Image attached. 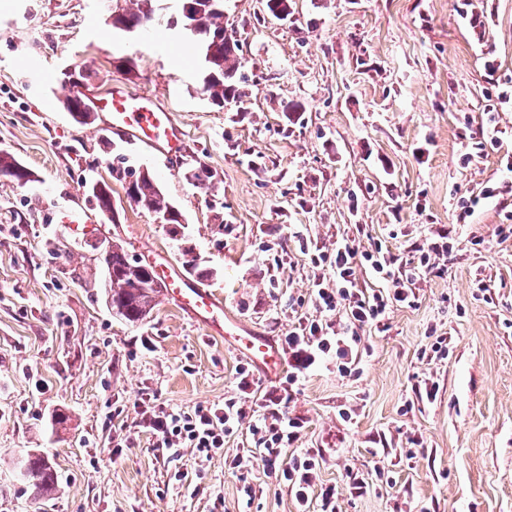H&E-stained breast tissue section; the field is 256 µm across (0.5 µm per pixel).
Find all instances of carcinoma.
Returning a JSON list of instances; mask_svg holds the SVG:
<instances>
[{
    "label": "carcinoma",
    "instance_id": "obj_1",
    "mask_svg": "<svg viewBox=\"0 0 512 512\" xmlns=\"http://www.w3.org/2000/svg\"><path fill=\"white\" fill-rule=\"evenodd\" d=\"M154 2L156 0H138V10L135 12L112 11V27L125 31L133 26L158 23ZM263 11L275 19L281 14L288 16L291 14L290 0H265ZM196 41L203 60L200 71L202 92L221 107L242 99V87L247 76L242 72L239 60V41L236 36L225 34L220 16L212 14L208 17L205 28L196 34ZM67 111L79 124L84 118L94 119L90 103L76 95L67 103ZM18 165V161L1 155L0 179L20 182L22 175L18 172ZM110 175L122 187L133 188L131 201L136 207L147 212L166 211L171 207V202L158 187L151 172L135 173L133 167L119 157L112 164ZM104 263L112 268V276L104 284V290L105 295L112 298V309L116 315L130 323L144 320L152 310L159 289L137 288L135 284L153 277V270L144 264L130 263L127 252L119 246L112 249L111 259L104 260ZM24 477L39 495H49L55 489L53 470L39 455L33 454L27 458Z\"/></svg>",
    "mask_w": 512,
    "mask_h": 512
}]
</instances>
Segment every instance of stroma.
Wrapping results in <instances>:
<instances>
[{"instance_id": "35a3bbf8", "label": "stroma", "mask_w": 512, "mask_h": 512, "mask_svg": "<svg viewBox=\"0 0 512 512\" xmlns=\"http://www.w3.org/2000/svg\"><path fill=\"white\" fill-rule=\"evenodd\" d=\"M157 6L159 25L127 33L102 0H0V155L32 173L0 181V512H212L218 496L224 512L321 510L300 509L261 461L243 477L225 469L240 438L201 460L139 427L145 403L237 395L243 358L164 299L139 323L115 315L95 240L177 265L192 253L229 311L281 340L317 316L315 283L336 285L304 247L379 248L399 277L443 235L413 303L356 329L352 374L330 354L278 380L307 420L287 453L323 449L317 484L340 512H512V235L498 232L512 225V0H292L284 22L230 0L250 80L224 108L200 91L179 0ZM72 67L91 72L89 94L120 85L173 112L211 189L103 116L75 123L61 93ZM286 101L303 111L282 113ZM118 153L154 174L179 232L120 185L112 221L84 192ZM437 342L445 357L427 358ZM32 452L58 476L50 497L20 472Z\"/></svg>"}]
</instances>
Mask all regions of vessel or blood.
<instances>
[{
	"label": "vessel or blood",
	"mask_w": 512,
	"mask_h": 512,
	"mask_svg": "<svg viewBox=\"0 0 512 512\" xmlns=\"http://www.w3.org/2000/svg\"><path fill=\"white\" fill-rule=\"evenodd\" d=\"M91 105L94 111L103 113L110 129L122 133L129 141L166 158L183 155L187 139L185 129L172 113L162 110L153 99L114 86L104 95L92 98ZM155 270L163 295L183 315L202 322L209 334L223 337L267 378L282 375L284 358L272 337L229 313L209 289L193 282L172 262L156 263Z\"/></svg>",
	"instance_id": "b4317fda"
}]
</instances>
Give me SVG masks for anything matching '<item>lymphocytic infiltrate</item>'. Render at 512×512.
<instances>
[{
    "label": "lymphocytic infiltrate",
    "mask_w": 512,
    "mask_h": 512,
    "mask_svg": "<svg viewBox=\"0 0 512 512\" xmlns=\"http://www.w3.org/2000/svg\"><path fill=\"white\" fill-rule=\"evenodd\" d=\"M370 262L373 270L382 275L390 273V259L381 255L359 256L349 245L337 247L335 255L311 254L312 263L329 265L336 275L332 288L315 287L313 298L320 318L302 320L298 330L285 339L295 370L308 369L317 356L335 354L340 372H351L358 354L344 334L346 328L381 325L393 304L410 303L407 288L395 287L387 292L365 294L355 284L359 259ZM344 314V330H336L331 319L335 312ZM238 395L225 399L220 405H197L188 410L159 404L144 410L141 423L157 438L161 448L180 452L192 449L195 456L212 458L220 455L229 470L240 472L247 469L253 458H260L268 474L287 486L299 505H307L313 494H320L321 512H338L334 489H317V471L322 461L321 450H309L290 458L282 452L299 440L306 428L304 417L290 415L288 398L278 388L261 389L258 379L248 364L237 370ZM258 394L260 414L248 428L256 449L255 454L225 455L224 441L236 434L247 414L244 396Z\"/></svg>",
    "instance_id": "f902f5d3"
}]
</instances>
